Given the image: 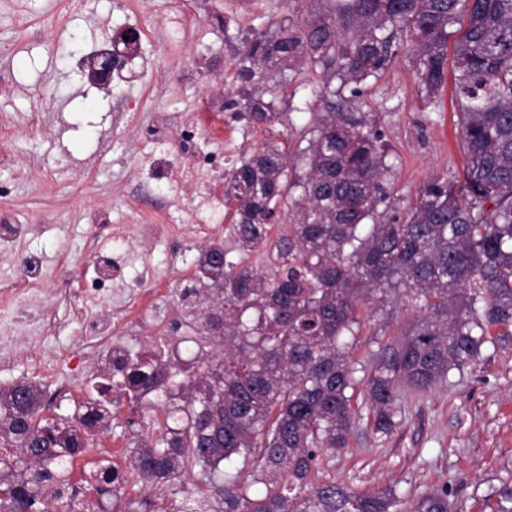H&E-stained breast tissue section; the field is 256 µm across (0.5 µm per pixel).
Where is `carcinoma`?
Returning <instances> with one entry per match:
<instances>
[{"label": "carcinoma", "mask_w": 512, "mask_h": 512, "mask_svg": "<svg viewBox=\"0 0 512 512\" xmlns=\"http://www.w3.org/2000/svg\"><path fill=\"white\" fill-rule=\"evenodd\" d=\"M301 24L288 18L254 32L237 60L228 107L259 124L286 116L288 84L302 66L325 112L308 146L291 158L268 140L235 168L243 252L201 250L199 283L185 289L197 351L194 370L174 349L106 358L96 396L72 417H39L43 390L26 380L0 388V512H75L77 458L112 421V392L129 402L166 404L158 433L128 451L144 481L166 483L188 465L224 476V512H398L392 487L353 492L334 483L304 493L323 448L349 447L360 420L389 436L407 393L438 385L479 361L491 330L512 329V0H327ZM454 41L456 93L469 163L460 188L436 177L397 219L378 211L395 163L374 124L336 110L344 89L378 77L413 47L420 93L436 102ZM291 218L271 235L278 206ZM403 290L417 320L378 351L369 367L353 358L363 315ZM363 376H357L358 372ZM366 409V415L360 410ZM251 464L241 478L237 462ZM98 512H111L124 473L97 466ZM263 484L261 498L251 487ZM410 512H454L448 490L421 495Z\"/></svg>", "instance_id": "obj_1"}]
</instances>
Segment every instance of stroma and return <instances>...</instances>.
<instances>
[{"instance_id": "stroma-1", "label": "stroma", "mask_w": 512, "mask_h": 512, "mask_svg": "<svg viewBox=\"0 0 512 512\" xmlns=\"http://www.w3.org/2000/svg\"><path fill=\"white\" fill-rule=\"evenodd\" d=\"M152 2L148 10L143 0H0V128L13 134L10 150L0 153V186L6 189L0 221L27 228L23 238L0 244V283L20 276L23 253L38 256L46 272L39 294L0 305V387L38 383L47 418L73 414L113 346L135 353L180 344L193 333L182 296L201 244L190 224L154 250L137 239L142 218L171 193L166 182L141 180L152 161L144 137L158 116L197 106L209 110L236 165L269 137L287 141L293 153L305 148L322 115L298 82L288 87L289 119L269 127L233 119L226 101L240 37L286 16L304 21L323 12L324 0H183L184 10L201 21L188 36L166 11V0ZM135 22L143 34L133 68L105 93L78 72L76 61L107 45L116 26ZM187 64L199 67L191 85L177 80ZM145 69L152 83L142 81ZM342 109L366 113L397 158L381 212L402 216L409 198L431 178L463 183L466 153L454 83L446 81L437 105H426L411 47L379 78L362 83ZM203 192L215 194L221 205L215 241L232 260L262 264L261 251L241 253L231 234L237 202L228 174L182 189L188 198ZM116 255L123 273L102 312L117 334L99 341L80 313L84 279L98 257ZM136 295L145 317L127 313ZM415 317L397 292L362 331L387 342ZM156 421V412L121 403L111 431L90 455L123 471L120 512H186L190 503L207 512L223 503V485L201 481L197 472L149 486L129 470L130 435L152 436ZM309 480L355 492L391 485L406 510L421 494L443 487L457 512H481L489 493L512 492V335L499 332L477 364L451 370L434 388L406 397L390 436L358 425L348 448L320 453Z\"/></svg>"}]
</instances>
